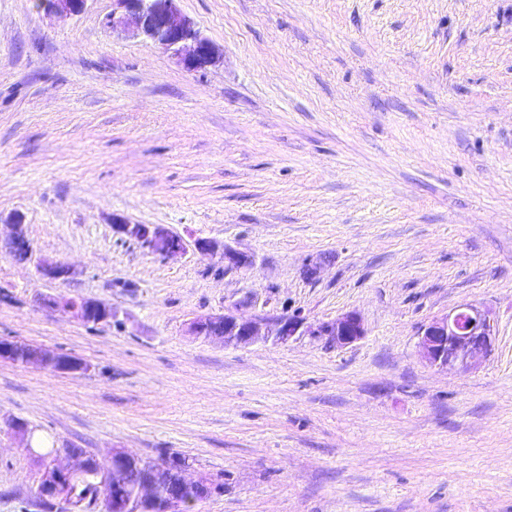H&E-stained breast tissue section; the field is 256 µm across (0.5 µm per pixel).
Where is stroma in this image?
Here are the masks:
<instances>
[{
  "instance_id": "stroma-1",
  "label": "stroma",
  "mask_w": 512,
  "mask_h": 512,
  "mask_svg": "<svg viewBox=\"0 0 512 512\" xmlns=\"http://www.w3.org/2000/svg\"><path fill=\"white\" fill-rule=\"evenodd\" d=\"M0 0V512H43L10 428L102 463L177 455L223 481L198 512H512V0H178L214 45L189 71L88 0L61 20ZM247 256L144 253L113 216ZM69 267L43 276V263ZM70 294L90 325L39 305ZM490 309L493 353L427 365L421 326ZM229 312L360 340L227 346ZM13 224V234L8 242V254L15 260L22 261L26 259L29 249V243L22 229V219L18 217ZM193 245L199 255L210 259H218L224 262V265L239 267L249 262L246 256L228 249L224 243L220 244L210 239L198 238L194 240ZM41 303L47 308L72 311L84 323L94 315L101 320L110 318L104 303L82 297L59 294L43 298ZM214 325L223 327L222 333L211 334L224 345H249L259 340L285 343L295 336H328L336 346L351 344L363 336L366 330L362 319L356 313H347L335 320L319 323H307L301 316H285L275 322H268L261 317H242L233 314H215L196 317L187 323V332L192 335H204ZM59 358H68L67 365L61 366L57 372L77 373L84 371V364L78 359L64 355L55 354L46 349L21 344L10 340H0V360H9L23 364H32L42 368L53 366ZM56 366H53L52 371Z\"/></svg>"
}]
</instances>
